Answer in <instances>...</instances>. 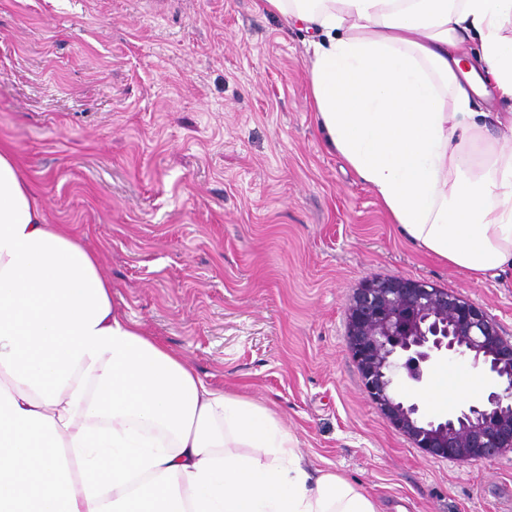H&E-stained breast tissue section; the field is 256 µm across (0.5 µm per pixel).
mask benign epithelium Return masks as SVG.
<instances>
[{"mask_svg": "<svg viewBox=\"0 0 512 512\" xmlns=\"http://www.w3.org/2000/svg\"><path fill=\"white\" fill-rule=\"evenodd\" d=\"M348 346L372 398L427 453L468 462L512 449V341L482 308L424 281L369 280L354 297ZM450 354L491 378L480 400L428 420L417 403L391 395L425 386Z\"/></svg>", "mask_w": 512, "mask_h": 512, "instance_id": "7a95c632", "label": "benign epithelium"}]
</instances>
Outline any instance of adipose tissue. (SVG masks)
I'll return each instance as SVG.
<instances>
[{"mask_svg": "<svg viewBox=\"0 0 512 512\" xmlns=\"http://www.w3.org/2000/svg\"><path fill=\"white\" fill-rule=\"evenodd\" d=\"M265 6L309 34L318 123L410 243L478 278L511 270L512 112L473 100H512V0ZM488 386L441 370L421 400L434 412ZM0 512L379 510L118 309L96 252L47 223L0 151Z\"/></svg>", "mask_w": 512, "mask_h": 512, "instance_id": "1", "label": "adipose tissue"}]
</instances>
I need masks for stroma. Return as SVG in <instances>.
<instances>
[{
    "mask_svg": "<svg viewBox=\"0 0 512 512\" xmlns=\"http://www.w3.org/2000/svg\"><path fill=\"white\" fill-rule=\"evenodd\" d=\"M307 36L262 0H0V149L112 297L217 390L269 408L380 512H512V450L457 462L387 419L347 342L358 288L408 278L512 341V271L416 250L332 150Z\"/></svg>",
    "mask_w": 512,
    "mask_h": 512,
    "instance_id": "obj_1",
    "label": "stroma"
}]
</instances>
